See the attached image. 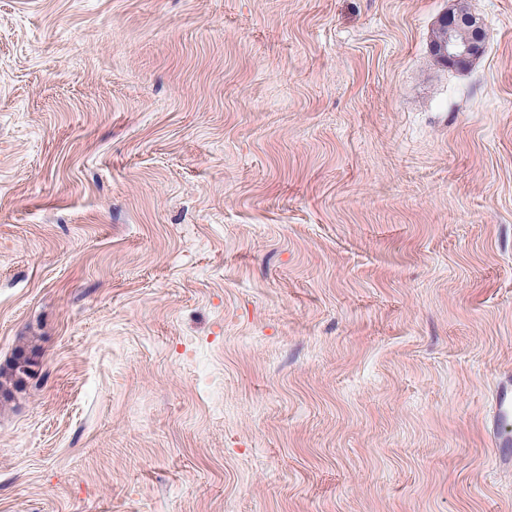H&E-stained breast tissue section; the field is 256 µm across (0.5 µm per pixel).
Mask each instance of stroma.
Here are the masks:
<instances>
[{
	"label": "stroma",
	"instance_id": "obj_1",
	"mask_svg": "<svg viewBox=\"0 0 512 512\" xmlns=\"http://www.w3.org/2000/svg\"><path fill=\"white\" fill-rule=\"evenodd\" d=\"M0 0V512H512V0ZM448 21V27L442 25L434 33L432 45L441 43L436 52L438 56L449 66L459 67L468 62L473 55L474 47L483 40V29L481 24L467 13L461 6L448 12L445 17ZM459 28H466L469 31V41H459L454 35V31ZM448 35V42H444ZM496 423L499 430L497 441L509 447L512 442V390L501 388L496 395Z\"/></svg>",
	"mask_w": 512,
	"mask_h": 512
}]
</instances>
